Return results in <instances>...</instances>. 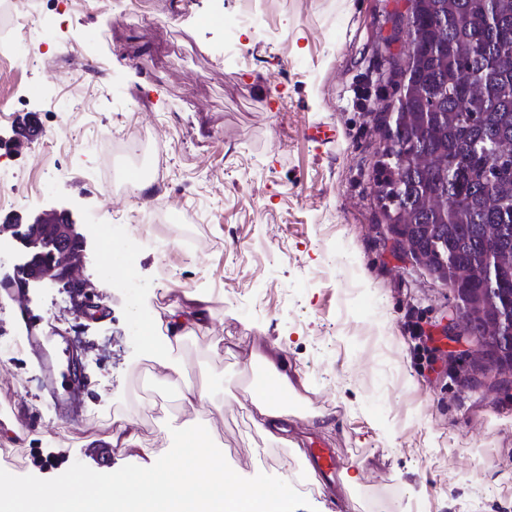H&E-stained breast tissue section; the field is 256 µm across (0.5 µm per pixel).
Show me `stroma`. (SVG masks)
Returning <instances> with one entry per match:
<instances>
[{"instance_id":"1","label":"stroma","mask_w":512,"mask_h":512,"mask_svg":"<svg viewBox=\"0 0 512 512\" xmlns=\"http://www.w3.org/2000/svg\"><path fill=\"white\" fill-rule=\"evenodd\" d=\"M34 7L29 59L0 44V112L38 113L45 134L0 153V173L27 219L71 215L86 240L81 278L105 314L76 315L61 284L29 285L48 327L81 344L89 383L69 426L36 356L18 345L15 303L0 300V407L15 414L0 421V469L52 479L91 465L88 442L118 418L133 421L142 445L115 449L113 469L143 467L170 450L172 430L201 424L237 474L287 477L317 512H512V376L466 357L476 337L445 338L456 294L398 248L377 199L407 0ZM251 7L264 31L226 37L224 18ZM118 8L128 11L120 30ZM68 51L87 64L70 80L51 65ZM57 95L74 111H55ZM147 122L168 131L156 148L164 176L135 196L193 215L197 253L174 244L176 224L145 233L112 213L100 148ZM189 294L206 297L210 314L174 345L179 365L163 384L142 324L165 331L170 305ZM415 323L434 338V365L418 353ZM278 346L332 431L295 417L283 444L247 412V380L263 372L251 354ZM187 384L211 403L183 407ZM316 442L358 474L352 497L307 479Z\"/></svg>"}]
</instances>
